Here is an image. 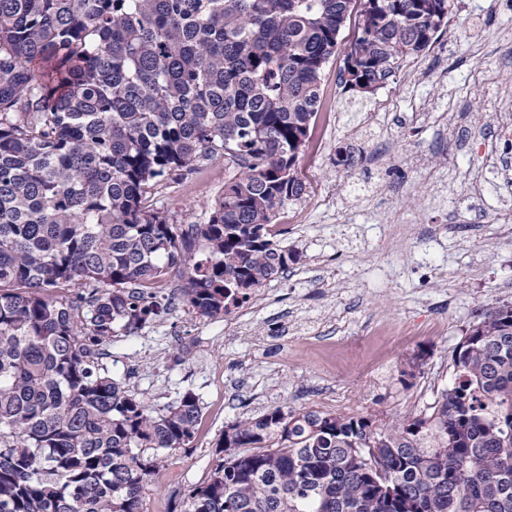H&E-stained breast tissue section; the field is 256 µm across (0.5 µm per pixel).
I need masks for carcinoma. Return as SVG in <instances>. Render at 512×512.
Here are the masks:
<instances>
[{"label":"carcinoma","instance_id":"carcinoma-1","mask_svg":"<svg viewBox=\"0 0 512 512\" xmlns=\"http://www.w3.org/2000/svg\"><path fill=\"white\" fill-rule=\"evenodd\" d=\"M453 6L0 0V512H143L199 398L153 407L103 371V346L166 315L154 286L184 266L181 298L213 318L299 263L271 227L305 194L326 66L344 54L339 84L371 92ZM218 155L238 173L207 223L145 210ZM453 363L423 416L276 407L227 424L181 512H512L511 302Z\"/></svg>","mask_w":512,"mask_h":512}]
</instances>
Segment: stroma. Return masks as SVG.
<instances>
[{"label":"stroma","mask_w":512,"mask_h":512,"mask_svg":"<svg viewBox=\"0 0 512 512\" xmlns=\"http://www.w3.org/2000/svg\"><path fill=\"white\" fill-rule=\"evenodd\" d=\"M342 65L323 73L330 119L299 160L306 193L277 216L301 261L230 315L203 319L178 300L104 348V368L144 401L190 389L202 408L189 448L145 489V512H175L235 419L427 412L482 309L512 301V143L497 138L512 117V0H454L447 31L374 92L343 90ZM234 171L216 156L144 205L181 228L206 223Z\"/></svg>","instance_id":"stroma-1"}]
</instances>
